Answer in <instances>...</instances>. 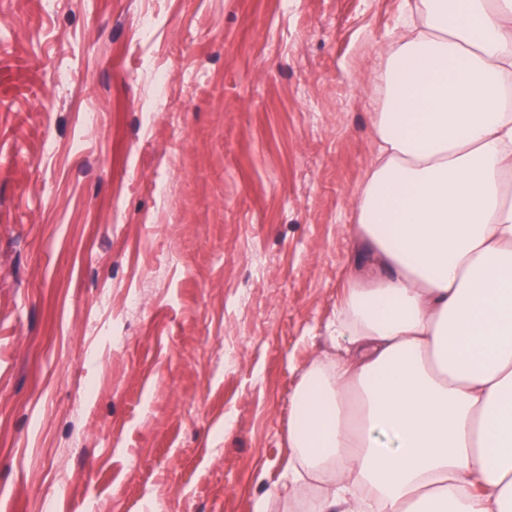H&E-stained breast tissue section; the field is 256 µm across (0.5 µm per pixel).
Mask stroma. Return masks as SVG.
<instances>
[{"label":"stroma","instance_id":"35a3bbf8","mask_svg":"<svg viewBox=\"0 0 512 512\" xmlns=\"http://www.w3.org/2000/svg\"><path fill=\"white\" fill-rule=\"evenodd\" d=\"M401 11L0 0V512H296Z\"/></svg>","mask_w":512,"mask_h":512}]
</instances>
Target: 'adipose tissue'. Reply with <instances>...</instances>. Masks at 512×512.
<instances>
[{"label": "adipose tissue", "mask_w": 512, "mask_h": 512, "mask_svg": "<svg viewBox=\"0 0 512 512\" xmlns=\"http://www.w3.org/2000/svg\"><path fill=\"white\" fill-rule=\"evenodd\" d=\"M332 353L294 394L311 512H512V0H404Z\"/></svg>", "instance_id": "obj_1"}]
</instances>
